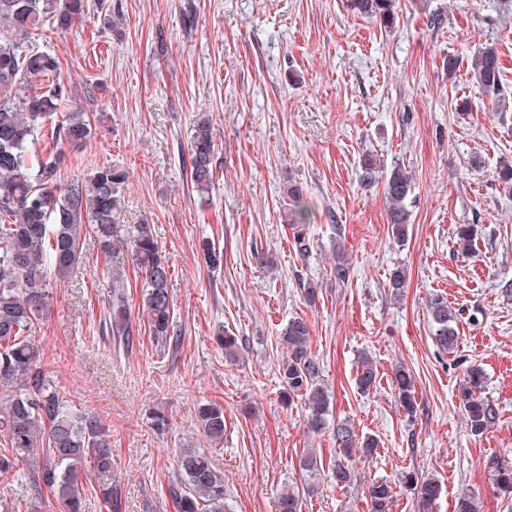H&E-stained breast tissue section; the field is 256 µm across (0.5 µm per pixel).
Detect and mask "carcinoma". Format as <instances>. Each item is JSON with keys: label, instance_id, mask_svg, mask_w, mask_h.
I'll list each match as a JSON object with an SVG mask.
<instances>
[{"label": "carcinoma", "instance_id": "carcinoma-1", "mask_svg": "<svg viewBox=\"0 0 512 512\" xmlns=\"http://www.w3.org/2000/svg\"><path fill=\"white\" fill-rule=\"evenodd\" d=\"M398 0H350V8L386 28L396 26ZM87 0H0V478L13 475L17 464L25 463L42 479L56 499L59 512H82L86 483L81 475L88 468L98 472L112 469V435L98 415L78 409L67 399L61 386L47 374L29 332L51 298L52 282L72 274L84 254L86 240L112 262V269L124 268L125 258L135 263L145 279L142 309L146 310L148 333L159 350L179 345L181 335L172 319L169 264L158 251L154 225L143 219L138 224L121 223L122 199L129 172L113 165L95 168L89 175L59 187L61 145L79 146L92 135L84 109L68 112L53 133V149L40 158L31 153L34 136L43 121L58 111L71 90L58 82L59 62L55 55L34 50L25 39L45 19L67 30L85 14ZM478 88L490 96L502 91L501 66L494 46L482 48L472 68ZM190 177L196 191L205 195L214 187L217 169L216 136L209 119L196 121L189 150ZM366 180L383 183L389 203L391 234L404 241L409 233L406 201L412 193L410 176L400 168L379 170L376 161L363 156ZM287 223L294 242L306 246L307 224L312 202L304 197L301 183L288 180ZM477 226L459 224L455 229L458 251L469 253L475 246ZM112 295L104 324L108 332L130 341L132 320L121 273L112 277ZM429 314L436 342L450 352L457 348V312L440 298H432ZM288 349L280 376L284 383L282 400H303L307 425L314 433L328 424L331 392L322 383V367L310 350L308 323L294 317L279 333ZM377 369L365 359L357 369L355 382L367 393L376 384ZM484 374L471 366L459 391V405L467 425L481 435L497 418V411L482 396ZM393 388L403 410L415 412L414 378L399 366ZM199 429L207 440L224 442V408L212 403L198 408ZM336 457L331 478L345 487L353 482L348 460L361 452L372 456L378 441L360 436L347 424L334 429ZM300 467L306 481L320 475V461L313 449L304 452ZM493 481L499 496L512 500V463H492ZM405 483L424 507L442 493L432 477L405 475ZM170 495L176 512H230L226 502L224 471L213 457L193 448L184 449L176 459V478ZM392 485L377 480L369 485L370 512H387L393 500ZM303 493L293 486L277 497L276 512H302Z\"/></svg>", "mask_w": 512, "mask_h": 512}]
</instances>
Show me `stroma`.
I'll return each mask as SVG.
<instances>
[{
	"label": "stroma",
	"mask_w": 512,
	"mask_h": 512,
	"mask_svg": "<svg viewBox=\"0 0 512 512\" xmlns=\"http://www.w3.org/2000/svg\"><path fill=\"white\" fill-rule=\"evenodd\" d=\"M90 2L70 30L46 25L31 38L59 58L57 81L77 93L99 86L87 107L99 115L97 132L67 150L60 180L101 165L129 171L124 219L145 216L155 226L182 339L159 352L142 316L144 281L131 269L132 340L102 332L112 278L94 246L72 278L53 284L30 338L68 399L112 431V470L89 472L83 512H175V453L204 447L224 471L231 512H275L285 487L303 485L299 459L309 448L324 474L303 512H369L375 480L394 489L388 512H419L402 481L409 472L441 482L429 512H454L464 493L478 498L479 512H512L490 469L494 458L512 462V291L502 287L512 282V194L496 177L499 161L512 158V0H399L392 31L354 15L347 0H108L113 28L99 0ZM489 44L502 65L496 102L472 78L471 60ZM204 112L219 166L205 197L189 168L193 124ZM366 155L413 176L406 242L391 235L381 184L362 175ZM289 176L318 204L304 253L280 217ZM459 224L482 229L467 254L455 250ZM339 246L349 260L342 281ZM208 249L219 266L207 267ZM398 268L407 283L395 297L387 281ZM436 296L459 313L451 353L428 318ZM297 315L310 325V349L333 393L330 424L379 443L373 457L351 458L355 481L344 489L326 474L332 432L309 434L302 401L280 399L279 331ZM220 327L239 339L235 359L213 338ZM364 355L378 369L366 394L355 384ZM400 363L415 377L412 416L392 389ZM471 366L484 372L483 395L498 411L478 436L457 397ZM206 400L224 407V442L214 448L196 421ZM155 410L168 414L169 428L152 426ZM103 485L117 508L99 495ZM3 500L12 512H58L24 465L0 479Z\"/></svg>",
	"instance_id": "stroma-1"
}]
</instances>
